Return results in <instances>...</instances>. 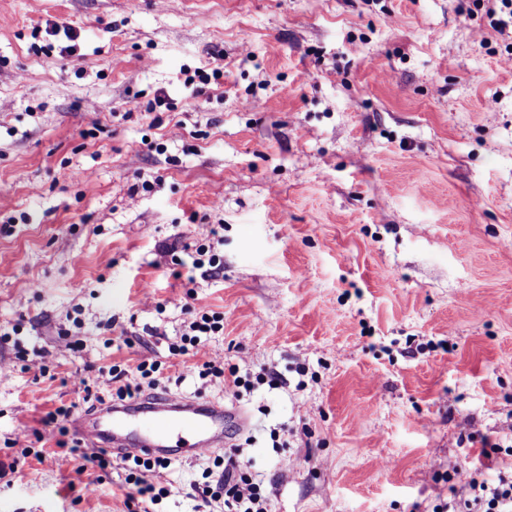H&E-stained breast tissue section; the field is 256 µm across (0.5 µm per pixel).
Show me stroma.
<instances>
[{
  "label": "stroma",
  "instance_id": "obj_1",
  "mask_svg": "<svg viewBox=\"0 0 512 512\" xmlns=\"http://www.w3.org/2000/svg\"><path fill=\"white\" fill-rule=\"evenodd\" d=\"M511 55L455 0H0V512H127L124 469L69 489L34 432L146 345L159 393L246 417L271 512L512 480ZM216 224L224 269L192 273ZM199 311L223 333L171 354ZM216 355L278 381L201 384ZM211 464L173 459L154 512Z\"/></svg>",
  "mask_w": 512,
  "mask_h": 512
}]
</instances>
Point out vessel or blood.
Returning a JSON list of instances; mask_svg holds the SVG:
<instances>
[{
	"mask_svg": "<svg viewBox=\"0 0 512 512\" xmlns=\"http://www.w3.org/2000/svg\"><path fill=\"white\" fill-rule=\"evenodd\" d=\"M237 409L212 401L156 395L138 402L117 401L83 412L76 434L97 448L120 454L172 457L190 449L199 454L230 444L231 429L244 428Z\"/></svg>",
	"mask_w": 512,
	"mask_h": 512,
	"instance_id": "1",
	"label": "vessel or blood"
}]
</instances>
